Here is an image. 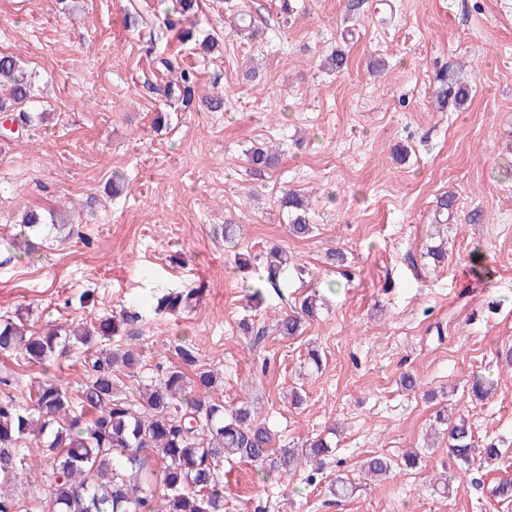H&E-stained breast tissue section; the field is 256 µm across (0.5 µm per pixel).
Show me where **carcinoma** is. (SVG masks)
Instances as JSON below:
<instances>
[{
    "mask_svg": "<svg viewBox=\"0 0 512 512\" xmlns=\"http://www.w3.org/2000/svg\"><path fill=\"white\" fill-rule=\"evenodd\" d=\"M436 98L441 107L457 106L469 97V87L451 69L436 73ZM0 82L10 84V97L0 98V116L22 129L31 126L30 113L23 106L34 97L32 73L13 54H0ZM196 74L180 71L167 85L164 95L193 101ZM253 175L260 176L278 163L275 151L254 147L246 151ZM288 214V232L304 238L312 232L309 208L301 195L288 190L281 197ZM61 230L62 224L47 220L32 209L20 222L27 253L37 251V240L47 228ZM263 283L274 286L288 281V254L279 246L263 252ZM200 289H173L155 297L154 312L193 307ZM317 290H312L300 309L278 318L283 336L301 333L304 320L314 314ZM143 321L140 308H124L117 316L101 317L85 323L78 332L61 327L36 329L21 314L0 317V354L21 356L27 362L45 364L81 345L96 348L85 358L87 381L74 395L53 379L41 381L33 394V407L14 396H0V512H224V461L238 459L255 464L265 474H292L311 466L331 452V443L318 434L301 447H276V442L258 413L242 402L224 406L215 399L220 377L212 370L195 366L193 344L176 346L181 360L194 367L187 375L179 366L160 369L147 384L135 391H123L117 371L130 378L142 368L139 353L110 347L112 338L140 336ZM46 449L45 465L51 474L50 497L41 504L30 495L31 504L3 491L19 477L34 474L28 458L30 443ZM152 451L163 461L160 473L148 466L145 452ZM448 451L462 464L470 463L475 452L468 420L460 416L448 426ZM390 464L372 457L362 465L370 477L389 472ZM160 480L163 493L152 490Z\"/></svg>",
    "mask_w": 512,
    "mask_h": 512,
    "instance_id": "cac0c4a2",
    "label": "carcinoma"
}]
</instances>
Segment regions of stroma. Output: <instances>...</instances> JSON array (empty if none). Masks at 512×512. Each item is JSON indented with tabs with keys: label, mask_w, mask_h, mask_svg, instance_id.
<instances>
[{
	"label": "stroma",
	"mask_w": 512,
	"mask_h": 512,
	"mask_svg": "<svg viewBox=\"0 0 512 512\" xmlns=\"http://www.w3.org/2000/svg\"><path fill=\"white\" fill-rule=\"evenodd\" d=\"M199 0L193 42L159 33L169 0H0V53L35 75L34 119L0 136V314L34 327L75 326L128 306L144 309L132 341L148 368L179 364L188 341L199 366L221 378L225 404L250 401L281 440L336 426L318 470L261 481L253 465H224V512H512L493 490L512 480V0ZM245 10L259 29L229 31ZM220 32L218 47L198 42ZM345 51L347 66L321 60ZM173 55L199 75L197 103L170 106ZM462 67L461 107L437 109L434 77ZM219 95L208 109L201 99ZM276 146L280 162L252 175L245 151ZM127 186L112 194L113 174ZM309 198V237L288 232L280 197ZM453 193L447 223L436 200ZM72 227L31 256L7 246L27 209ZM238 224L234 245L214 234ZM288 250L287 283L253 293L255 270L238 253ZM343 254L333 265L328 251ZM485 271L475 274L473 254ZM325 303L299 336L274 318L297 307L310 282ZM171 288H199L189 311L149 304ZM96 304L83 307L82 291ZM248 321L261 340L243 334ZM85 355L43 366L0 355L12 394L26 400L43 378L78 392ZM416 374L409 391L400 378ZM493 381L479 399L474 375ZM300 388L303 401L286 394ZM464 414L476 447L498 460L458 466L435 413ZM419 452L407 466V452ZM372 456L391 464L361 477ZM453 475L448 490L431 479ZM355 485L330 492L337 476Z\"/></svg>",
	"instance_id": "obj_1"
}]
</instances>
